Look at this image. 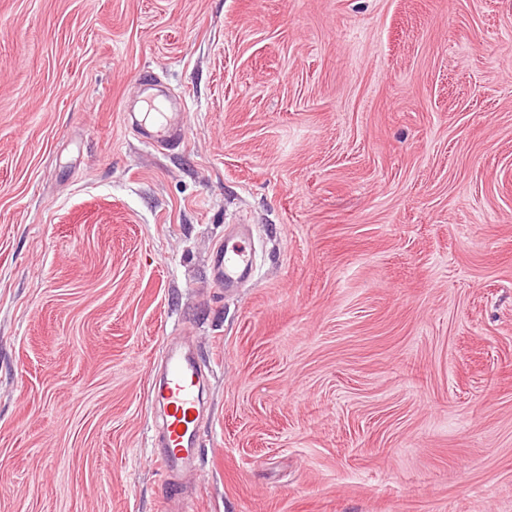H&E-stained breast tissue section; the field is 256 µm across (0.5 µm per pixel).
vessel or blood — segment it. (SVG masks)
I'll return each instance as SVG.
<instances>
[{
  "instance_id": "vessel-or-blood-1",
  "label": "vessel or blood",
  "mask_w": 512,
  "mask_h": 512,
  "mask_svg": "<svg viewBox=\"0 0 512 512\" xmlns=\"http://www.w3.org/2000/svg\"><path fill=\"white\" fill-rule=\"evenodd\" d=\"M185 112H161L149 117L145 112L126 115L128 126L139 128L145 143L155 145L165 138L168 145H178L184 134ZM249 257L243 246L227 245L216 251L213 278L226 286L237 284L247 273ZM163 377L151 389L153 401L164 412V451L155 462L166 479L165 512H191L190 501L175 479L195 463L199 446L197 419L200 406L201 376L196 352L191 344H166Z\"/></svg>"
}]
</instances>
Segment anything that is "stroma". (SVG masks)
I'll use <instances>...</instances> for the list:
<instances>
[{
    "mask_svg": "<svg viewBox=\"0 0 512 512\" xmlns=\"http://www.w3.org/2000/svg\"><path fill=\"white\" fill-rule=\"evenodd\" d=\"M169 336L192 512H512V0H0V512H162ZM187 109L183 105L181 112H157L155 121H148L150 112H129L126 115L128 126L141 130L144 142L149 146H155L158 141L153 134L166 138L170 146L178 145L184 134ZM249 257L245 248L238 244L229 246L215 252L213 259V279L220 285L233 286L247 273ZM171 337L165 341L164 375L151 389L153 401L164 412L165 449L160 456H154V461L166 480L165 512H191L189 497L173 477L195 463L194 451L200 443L197 419L201 376L193 346L173 345Z\"/></svg>",
    "mask_w": 512,
    "mask_h": 512,
    "instance_id": "1",
    "label": "stroma"
}]
</instances>
